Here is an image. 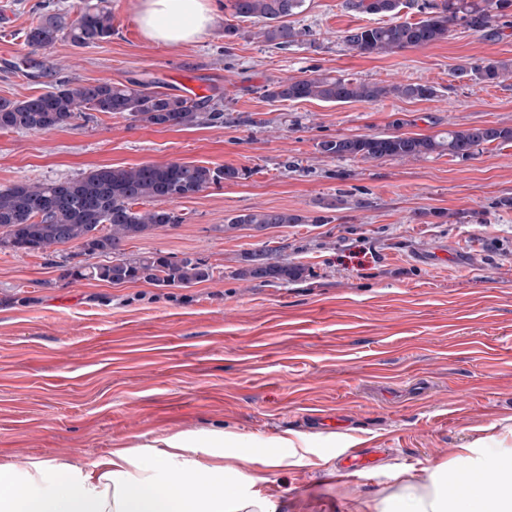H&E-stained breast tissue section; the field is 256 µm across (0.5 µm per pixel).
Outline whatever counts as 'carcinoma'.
Segmentation results:
<instances>
[{
  "mask_svg": "<svg viewBox=\"0 0 512 512\" xmlns=\"http://www.w3.org/2000/svg\"><path fill=\"white\" fill-rule=\"evenodd\" d=\"M305 0H231L233 17L261 25L265 41L290 44L304 35L285 22L299 13ZM412 0H346L352 11L371 15H396ZM512 0H440L429 5L428 16L417 22H387L351 29L345 45L361 55H381L421 48L448 36L449 27L462 25L486 36L500 35V19ZM112 9L106 0L88 3L73 19L66 13L43 16L25 33L34 51L65 38L77 47L94 46L112 37ZM454 75L488 83L512 75V63L482 59L458 66ZM273 100H318L344 104L374 103L388 96L430 100L437 96L432 85L394 83L379 85L342 77L315 75L285 79L266 88ZM87 111L127 114L148 125L190 128L202 120L218 121V108L205 114L192 100L151 88L148 83L127 84L107 80L84 84L63 80L50 90L24 99L0 98V130L51 131L71 124ZM498 141L512 142V128L501 126L450 129L441 136L392 132L357 135L325 141L321 152L338 158L359 157L366 161L386 158L418 159L431 154L470 158L475 149ZM233 166L210 168L186 162L140 164L132 167L97 168L76 179L29 184L21 182L0 189V251L14 253H58L71 246L78 254L102 257L97 264L59 263L60 278L71 283L98 280L112 285L145 282L156 287L190 288L213 279V267L205 261L177 258L163 251L141 254L124 252L126 241L150 231L175 228L183 217L170 209L138 211L143 202H175L197 194L222 180L238 179ZM303 218L288 212L262 208L227 220L224 231L249 227L264 231L278 224H300ZM247 266L236 270L243 281L288 285L306 277L307 268L273 250H262L245 258Z\"/></svg>",
  "mask_w": 512,
  "mask_h": 512,
  "instance_id": "1",
  "label": "carcinoma"
}]
</instances>
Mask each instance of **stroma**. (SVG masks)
<instances>
[{"mask_svg": "<svg viewBox=\"0 0 512 512\" xmlns=\"http://www.w3.org/2000/svg\"><path fill=\"white\" fill-rule=\"evenodd\" d=\"M81 2L0 0V97L66 79H142L174 94L191 77L224 118L164 129L92 112L48 133L0 131V189L171 161L243 175L175 202L183 224L124 245L215 267L214 280L190 288L71 283L55 256L0 252V465L90 463L145 438L220 429L224 467L248 454L279 512H368L398 475L425 479L462 448L501 449L512 465V143L466 160L320 151L354 135L512 127V78L453 75L466 62H512V28L491 39L455 25L441 42L367 56L343 36L375 18L345 0H305L288 18L302 35L284 47L249 21L226 38L231 0H210L212 29L166 46L142 36L138 0H110L107 42L30 50L25 30L48 12L77 15ZM324 73L430 84L438 95L342 105L264 95ZM256 208L302 221L225 231L226 218ZM266 247L308 277L285 287L233 278ZM354 445L378 449L375 468L337 478Z\"/></svg>", "mask_w": 512, "mask_h": 512, "instance_id": "1", "label": "stroma"}]
</instances>
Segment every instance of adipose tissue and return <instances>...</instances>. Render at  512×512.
<instances>
[{"mask_svg": "<svg viewBox=\"0 0 512 512\" xmlns=\"http://www.w3.org/2000/svg\"><path fill=\"white\" fill-rule=\"evenodd\" d=\"M137 22L154 43L197 41L212 27L208 0H140ZM224 455V434L197 430L120 448L90 465L30 457L0 465V512H277L258 490V477L196 459L197 449ZM494 449L464 448L453 464L429 467L428 482L401 479L394 491L368 502L369 512H512V470L494 462ZM479 475L461 495L448 494V471Z\"/></svg>", "mask_w": 512, "mask_h": 512, "instance_id": "1", "label": "adipose tissue"}]
</instances>
